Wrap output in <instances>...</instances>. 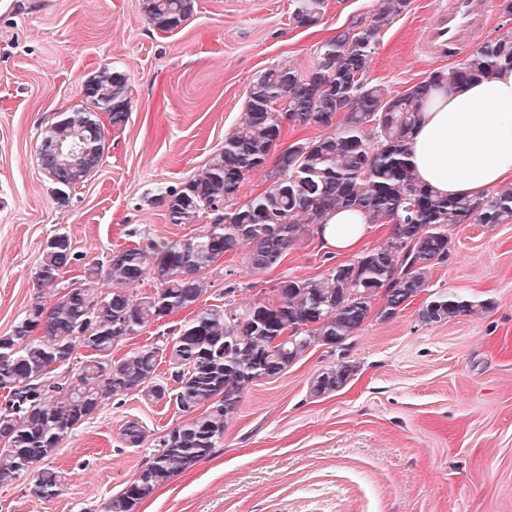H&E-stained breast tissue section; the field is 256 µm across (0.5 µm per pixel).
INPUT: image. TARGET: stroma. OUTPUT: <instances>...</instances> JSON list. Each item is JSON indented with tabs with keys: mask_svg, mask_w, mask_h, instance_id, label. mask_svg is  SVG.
I'll use <instances>...</instances> for the list:
<instances>
[{
	"mask_svg": "<svg viewBox=\"0 0 512 512\" xmlns=\"http://www.w3.org/2000/svg\"><path fill=\"white\" fill-rule=\"evenodd\" d=\"M433 0H411L385 28L370 78L404 93L451 60L415 43ZM292 0H195L192 17L156 30L142 0H14L0 9V335L35 299L52 304L84 267L114 250L197 232L168 223L160 195L196 175L240 123L265 68L306 67L324 40L376 0H326L317 24L290 20ZM128 77L131 112L105 126L101 165L65 197L39 166L41 133L83 103L99 68ZM70 236L77 259L58 287L37 290L46 241ZM334 252L319 238L254 274L220 260L201 305L246 306L283 276L322 275ZM430 293L490 303L485 314L419 321L420 301L370 317L342 352L312 346L276 378L254 382L212 456L171 479L136 512H512V224H461ZM357 366L340 391L311 396L340 359ZM174 403L132 391L64 437L50 457L65 482L39 499L32 472L0 489V512H95L130 482L147 448L121 441L126 422L155 438L184 421Z\"/></svg>",
	"mask_w": 512,
	"mask_h": 512,
	"instance_id": "35a3bbf8",
	"label": "stroma"
}]
</instances>
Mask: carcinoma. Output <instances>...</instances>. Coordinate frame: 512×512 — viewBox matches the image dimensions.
Listing matches in <instances>:
<instances>
[{
    "label": "carcinoma",
    "instance_id": "carcinoma-1",
    "mask_svg": "<svg viewBox=\"0 0 512 512\" xmlns=\"http://www.w3.org/2000/svg\"><path fill=\"white\" fill-rule=\"evenodd\" d=\"M293 2L290 19L297 27L316 24L325 7V0ZM409 6L410 0H377L370 15L352 18L323 42L308 68L277 64L252 82L236 130L201 174L162 196L167 221L198 224V232L116 250L107 262L86 265L82 284L64 288L49 307L33 302L11 332L0 335V487L50 457L115 396L138 390L153 400L169 397L189 419L152 443L133 480L99 510L136 512L173 477L212 455L250 385L285 373L302 356L305 348L289 337L331 350L345 345L371 315L391 320L427 291L430 270L451 255L454 227L512 224L511 184L479 198L444 197L418 181L409 162L429 92L512 68V33L485 41L458 65L392 96L369 79L370 68L381 32ZM194 8V0H142L148 21L164 33L178 29ZM84 96L86 105L61 113L43 132L42 140L65 144L38 155L59 196L95 170L79 154L90 133L103 136L99 113L108 112L119 127L131 111L128 78L117 66L100 69ZM308 126L323 134L297 137L277 150L288 129ZM269 162L267 187L239 200L248 174ZM338 208H356L370 223L390 227L385 242L330 266L319 278L279 280L271 301L262 298L244 309L199 306L202 279L217 261L239 256L254 273L273 270ZM75 260L70 237L55 234L34 272L36 286H57ZM149 278L156 291L134 295V287ZM100 280L112 288L96 291ZM378 298L383 306L374 313ZM489 309L488 302L442 293L419 309V318L435 324ZM183 310L193 317L172 341L112 357L121 341ZM80 348L92 356L76 368ZM164 359L173 368L172 391L156 381ZM356 370L349 360L337 361L311 380V395L339 391ZM145 439L142 426L127 422L125 447L139 448ZM64 480L59 470L44 467L31 492L53 497Z\"/></svg>",
    "mask_w": 512,
    "mask_h": 512
}]
</instances>
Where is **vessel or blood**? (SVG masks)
Returning a JSON list of instances; mask_svg holds the SVG:
<instances>
[{"mask_svg": "<svg viewBox=\"0 0 512 512\" xmlns=\"http://www.w3.org/2000/svg\"><path fill=\"white\" fill-rule=\"evenodd\" d=\"M488 14L487 0H452L451 7L431 15L417 44L418 52L432 59L467 53L478 44Z\"/></svg>", "mask_w": 512, "mask_h": 512, "instance_id": "vessel-or-blood-1", "label": "vessel or blood"}]
</instances>
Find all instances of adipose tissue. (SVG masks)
I'll use <instances>...</instances> for the list:
<instances>
[{
	"mask_svg": "<svg viewBox=\"0 0 512 512\" xmlns=\"http://www.w3.org/2000/svg\"><path fill=\"white\" fill-rule=\"evenodd\" d=\"M418 178L443 196L479 197L512 182V69L460 88L437 89L426 102L411 140ZM370 230L366 214H330L322 242L355 251Z\"/></svg>",
	"mask_w": 512,
	"mask_h": 512,
	"instance_id": "obj_1",
	"label": "adipose tissue"
}]
</instances>
